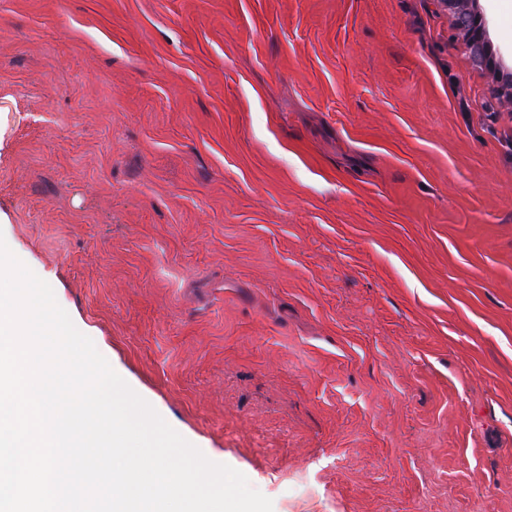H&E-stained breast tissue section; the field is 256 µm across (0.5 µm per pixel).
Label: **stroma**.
I'll use <instances>...</instances> for the list:
<instances>
[{
    "instance_id": "35a3bbf8",
    "label": "stroma",
    "mask_w": 512,
    "mask_h": 512,
    "mask_svg": "<svg viewBox=\"0 0 512 512\" xmlns=\"http://www.w3.org/2000/svg\"><path fill=\"white\" fill-rule=\"evenodd\" d=\"M496 84L439 0H0V236L273 512H512Z\"/></svg>"
}]
</instances>
